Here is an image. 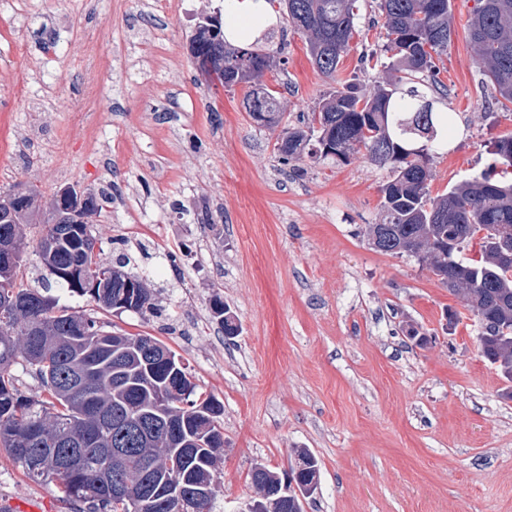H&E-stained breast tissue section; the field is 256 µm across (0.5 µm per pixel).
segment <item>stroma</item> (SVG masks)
Returning <instances> with one entry per match:
<instances>
[{"mask_svg": "<svg viewBox=\"0 0 512 512\" xmlns=\"http://www.w3.org/2000/svg\"><path fill=\"white\" fill-rule=\"evenodd\" d=\"M472 5L452 0L441 78L454 121L434 196L488 170L493 140L512 135V110L481 82ZM357 6L338 79L370 90L383 74L360 58L384 29L377 0ZM223 15L224 0H0V192L37 186L45 210L66 186L118 187L89 224L104 258L131 256L158 311L115 315L63 292L60 304L159 339L223 404L214 512H240L252 468L284 470L303 449L319 466L304 512H512V399L476 320L417 257L368 243L389 168L363 155L282 163L277 141L330 85L280 20L262 81L282 88L284 119L258 126L243 88L209 84L189 50ZM219 302L237 336L215 319ZM2 497L74 512L0 449Z\"/></svg>", "mask_w": 512, "mask_h": 512, "instance_id": "stroma-1", "label": "stroma"}]
</instances>
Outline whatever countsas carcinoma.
<instances>
[{
  "mask_svg": "<svg viewBox=\"0 0 512 512\" xmlns=\"http://www.w3.org/2000/svg\"><path fill=\"white\" fill-rule=\"evenodd\" d=\"M468 37L483 65V84L501 108L512 105V0H473ZM356 0H280L283 14L306 36L307 54L333 87L301 126L289 128L277 142L285 160L303 153L346 164L364 152L387 166L391 179L381 188L382 215L368 226L373 249L389 255H412L457 296L478 321L482 356L512 381V262L499 257V246L512 245V135L493 143L503 166L498 179L480 174L433 197L429 193L433 155L443 149L452 124L450 113L437 108L444 96L443 56L452 41V0H379L386 42L361 57L366 67L382 68L388 79L368 93L355 84L336 87L343 54L356 32ZM215 33L197 42L195 53L224 66V86L246 88L249 117L263 127L283 117L279 92L260 83L276 67L270 53L253 44L234 46ZM328 146L325 151L322 146ZM39 190L29 186L18 197L0 194V224H28L39 240L53 238V250L39 253L52 279L37 287L16 263L0 284V447L35 481L54 483L60 497L81 505L80 512H213L217 463L224 448L222 404L187 379V367L175 354L167 361L142 336L104 330L96 318L58 304L42 294L59 288L87 296L112 310V296L126 294L132 311L155 309L143 278L124 268L125 253L107 260L87 218L100 209V195L69 212L70 204H53L43 212L34 202ZM479 230V257L468 262L457 254ZM120 272L119 282L99 279L102 270ZM133 280L138 288L123 289ZM84 335L78 336V329ZM22 365L50 400L22 389L14 366ZM91 378V404L67 393L71 372ZM182 424L184 436L170 443L162 429L167 421ZM83 452L84 465L56 473L58 449L65 441ZM111 448H126L117 469L130 485L125 497L100 486L94 463ZM300 485L318 482L315 457L297 454ZM254 500L267 505L280 495L284 475L263 465L250 474ZM177 482L181 497L166 499L158 489Z\"/></svg>",
  "mask_w": 512,
  "mask_h": 512,
  "instance_id": "obj_1",
  "label": "carcinoma"
}]
</instances>
